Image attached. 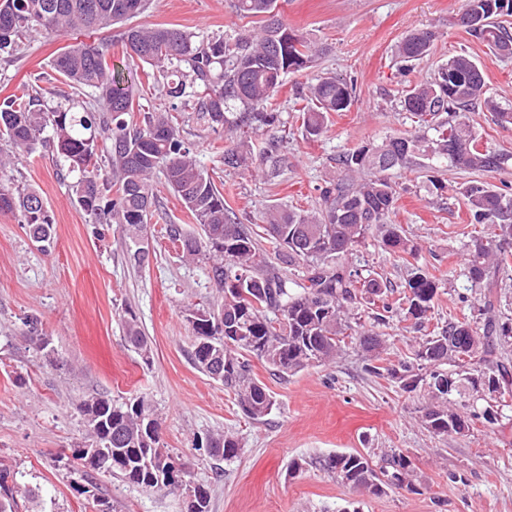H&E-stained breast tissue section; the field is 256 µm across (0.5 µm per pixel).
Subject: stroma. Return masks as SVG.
I'll return each instance as SVG.
<instances>
[{
    "instance_id": "1",
    "label": "stroma",
    "mask_w": 512,
    "mask_h": 512,
    "mask_svg": "<svg viewBox=\"0 0 512 512\" xmlns=\"http://www.w3.org/2000/svg\"><path fill=\"white\" fill-rule=\"evenodd\" d=\"M464 0H277L283 23L316 45L312 68L288 74L271 101L280 124L249 134L254 152L281 139L288 169L275 180L254 171L225 167L220 154L238 132L212 133L182 112L180 131L200 165L223 189L226 203L244 224L262 223L273 205L313 211L320 189L338 177V154L376 145L418 129L401 100L408 85L433 76L449 56L469 53L482 67L491 95L512 104V58L496 56L454 17ZM132 25L175 26L197 40L233 39L259 29L260 18L240 15L234 0H150ZM429 29L437 39L430 54L400 71L395 49L410 31ZM72 36L36 35L13 55L0 54V99L41 84L48 105L69 88L50 63ZM354 83L349 111L332 114L325 132L303 135L298 112L302 87L316 77ZM425 158L389 171L400 198L393 217L418 244L404 258L369 240L349 255L350 269L379 274L402 293L412 272L440 283L428 321L398 314L381 326L383 365L412 359L420 338L448 319L483 328L485 289L464 274L474 230L457 187L468 172L440 164L449 187L443 196L424 188ZM66 169L53 146L23 158L19 183L42 196L53 218L56 245L42 253L17 215L0 212V469L39 491L30 512H97L96 498L119 512H186L179 490L145 491L73 459L86 433L80 403L92 395L114 400L144 394L156 406L162 440L185 468L187 480L206 485L210 512H512V396L471 384L448 366L456 388L454 407H492V421L475 420L470 431L445 438L421 422L424 390L403 391L387 376L368 374L367 353L346 348L335 363L306 368L288 378L273 375L261 361L253 371L276 401L262 421L243 415L223 385L197 370L190 359L196 337L187 320L195 304H212L216 287L204 264L183 262L167 239L165 225L199 228L165 185L150 220L149 262L130 261L117 226L92 223L72 195ZM137 314L151 342L152 361L125 344L122 316ZM40 321L52 359L36 352L25 317ZM228 433L243 448L229 461L209 457L197 438ZM397 448L415 465L416 491L392 488L380 496L353 489L323 468L336 453ZM299 462V473L288 470ZM87 494H80V487Z\"/></svg>"
}]
</instances>
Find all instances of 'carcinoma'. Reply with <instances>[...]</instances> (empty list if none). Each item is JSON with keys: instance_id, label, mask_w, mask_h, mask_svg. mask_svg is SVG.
<instances>
[{"instance_id": "1", "label": "carcinoma", "mask_w": 512, "mask_h": 512, "mask_svg": "<svg viewBox=\"0 0 512 512\" xmlns=\"http://www.w3.org/2000/svg\"><path fill=\"white\" fill-rule=\"evenodd\" d=\"M147 0H0V52L19 50L31 33L44 36L80 35L110 30L142 13ZM276 0H236L245 17H262L259 32L234 43L214 38L196 42L194 35L168 27H129L121 41L129 56L153 68L155 83L165 90L171 110H144L136 100L137 84L131 73L108 64V44L77 41L61 48L52 68L71 89L66 104L46 108L38 90H27L0 100V171L5 173L50 138L57 153L78 173L72 189L82 210L95 224H115L137 266L148 260L149 220L156 206L154 182L164 177L198 224L201 234L168 224L165 233L180 248L181 258L209 265L221 302L199 306L188 314L197 338L193 352L196 368L233 392L240 410L259 421L275 405L265 384L253 373L252 359L286 376L309 366L335 362L346 339L357 337L367 352L381 348L378 335L362 329L355 312L361 301L381 303L375 314L379 324L405 306L406 314L421 321L434 308L438 280L417 270L407 281L408 293L391 300L394 290L381 277L359 278L344 260L368 237L394 254L412 255L418 247L390 216L399 193L385 172L407 164L422 153L470 173L499 170L509 156L477 145V133L468 113L476 106L492 113L502 125H512V109L490 95L483 70L465 52L448 58L437 74L409 87L402 101L417 119L421 132L391 137L379 145H366L336 157L341 176L321 188V205L314 212L274 206L265 223L242 224L224 202V194L201 167L193 146L180 138L178 104H193L196 123L206 129L237 130L272 126L280 114L264 110L289 73L310 68L318 49L282 22L271 20ZM463 10L482 24L466 32L498 55L512 56V28L502 18L512 16V0H464ZM436 40L431 30L406 34L396 46L400 61L428 55ZM353 86L334 77H319L307 86V105L299 112L310 137L320 136L333 112L352 104ZM250 111L236 112V103ZM139 112V120L132 114ZM253 161L245 141L224 149V165L233 169ZM286 165L280 142L267 143L256 169L272 180ZM470 223L481 226V236L468 251L467 278L485 287L492 276L512 280V259L503 244L512 240V193L493 190L473 179L458 188ZM0 211L20 217L31 241L49 254L55 247L53 219L39 193L11 186L0 179ZM273 245L275 258L287 265L300 264L304 274L290 282L273 265L261 240ZM125 343L150 363L151 346L134 311L123 315ZM489 336L480 335L466 321L450 320L418 342L415 362L371 365L366 371L388 377L405 392L419 388L431 394L422 421L438 437L470 429L475 412L448 407L451 381L442 366L453 361L477 379L499 368L487 358ZM488 376V375H486ZM488 381L495 377L488 376ZM88 437L73 456L130 485L148 490L185 487L188 512H210V494L202 485L184 484L183 474L172 479L167 468L173 454L161 437V421L145 395L113 401L91 396L81 405ZM206 447L217 460L238 456L235 436H209ZM99 448L98 457L86 454ZM327 471L351 487L374 496L388 488L415 490L414 464L399 449L375 459L371 452L335 454L325 461ZM0 471V512H19L23 495L36 503L38 492L8 484Z\"/></svg>"}]
</instances>
